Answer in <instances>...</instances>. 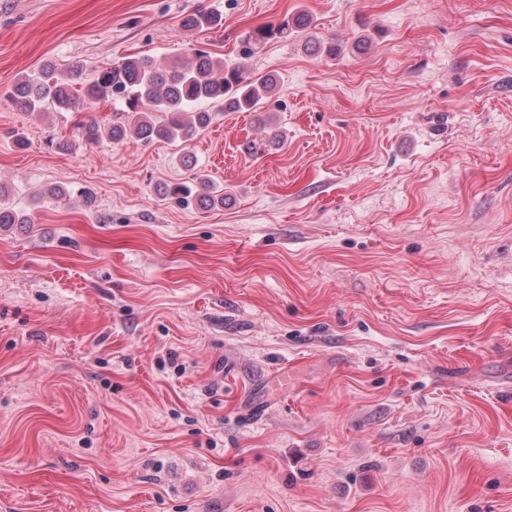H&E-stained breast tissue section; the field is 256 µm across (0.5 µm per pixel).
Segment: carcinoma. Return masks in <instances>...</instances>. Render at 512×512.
I'll return each mask as SVG.
<instances>
[{"label":"carcinoma","instance_id":"carcinoma-1","mask_svg":"<svg viewBox=\"0 0 512 512\" xmlns=\"http://www.w3.org/2000/svg\"><path fill=\"white\" fill-rule=\"evenodd\" d=\"M222 22V14L202 9L187 15L182 25L193 31L218 27ZM309 25L310 18L301 11L248 33L246 43L256 49L271 39L291 37ZM279 82L280 76L274 72L254 78L243 63H228L197 50L162 65L135 55L92 70L80 63L64 68L47 63L37 73L17 77L10 96L16 105L37 113L74 112L86 100L119 104L121 109L107 128L93 121L80 124L79 135L88 142L99 139L104 131L114 143L134 136L144 142L179 141L187 146L209 127L214 112H255ZM195 179L192 185L174 184L165 192L184 206H224L228 199L224 190L199 175ZM28 223L27 217L0 203V226Z\"/></svg>","mask_w":512,"mask_h":512}]
</instances>
